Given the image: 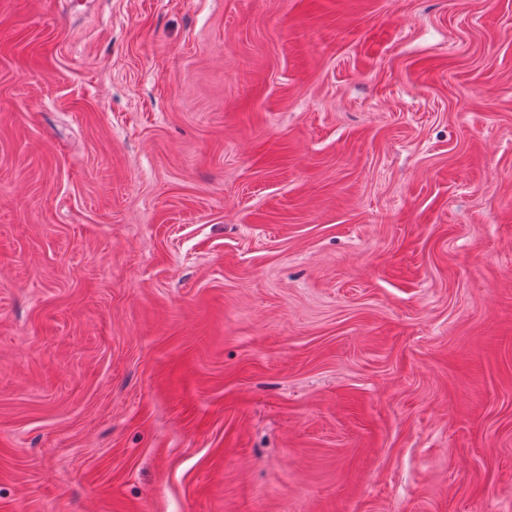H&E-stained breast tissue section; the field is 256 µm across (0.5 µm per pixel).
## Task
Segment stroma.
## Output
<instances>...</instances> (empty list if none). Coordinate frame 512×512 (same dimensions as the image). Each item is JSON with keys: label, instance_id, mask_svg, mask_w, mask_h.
<instances>
[{"label": "stroma", "instance_id": "1", "mask_svg": "<svg viewBox=\"0 0 512 512\" xmlns=\"http://www.w3.org/2000/svg\"><path fill=\"white\" fill-rule=\"evenodd\" d=\"M0 512H512V0H0Z\"/></svg>", "mask_w": 512, "mask_h": 512}]
</instances>
